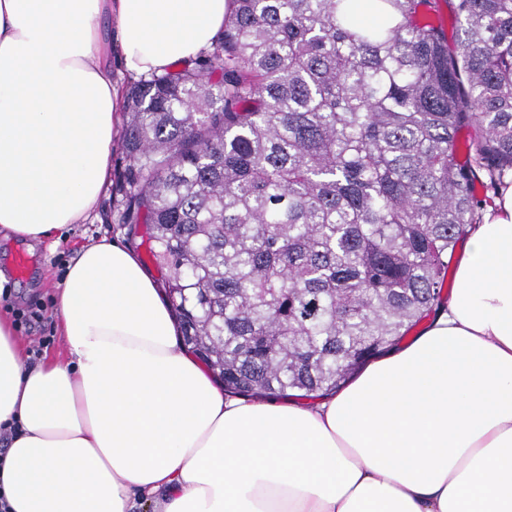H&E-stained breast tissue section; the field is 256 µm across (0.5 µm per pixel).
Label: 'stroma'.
Here are the masks:
<instances>
[{
	"mask_svg": "<svg viewBox=\"0 0 512 512\" xmlns=\"http://www.w3.org/2000/svg\"><path fill=\"white\" fill-rule=\"evenodd\" d=\"M124 238L125 231L114 224L109 197H102L97 215L88 224H71L54 233L45 241H18L0 235V270L9 279V299L0 300V312L15 315L20 309H38L40 321L29 327H17V337L26 345H36L39 339H47V353L64 351L55 317L54 296L63 280L67 265L75 257L78 248L101 238ZM25 255L27 270L18 274L15 259Z\"/></svg>",
	"mask_w": 512,
	"mask_h": 512,
	"instance_id": "stroma-1",
	"label": "stroma"
}]
</instances>
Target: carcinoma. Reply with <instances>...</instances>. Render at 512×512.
Here are the masks:
<instances>
[{
	"label": "carcinoma",
	"mask_w": 512,
	"mask_h": 512,
	"mask_svg": "<svg viewBox=\"0 0 512 512\" xmlns=\"http://www.w3.org/2000/svg\"><path fill=\"white\" fill-rule=\"evenodd\" d=\"M450 6L452 48L431 0H231L132 89L112 219L226 393L333 394L441 307L476 184L512 178V0Z\"/></svg>",
	"instance_id": "carcinoma-1"
}]
</instances>
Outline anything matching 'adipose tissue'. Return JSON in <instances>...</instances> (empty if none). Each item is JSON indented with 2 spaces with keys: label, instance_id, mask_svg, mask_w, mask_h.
<instances>
[{
  "label": "adipose tissue",
  "instance_id": "adipose-tissue-1",
  "mask_svg": "<svg viewBox=\"0 0 512 512\" xmlns=\"http://www.w3.org/2000/svg\"><path fill=\"white\" fill-rule=\"evenodd\" d=\"M228 0H0V232L88 221L123 92L209 51ZM451 297L410 342L311 403L225 393L117 240L83 247L31 365L0 315L9 512H512V185L465 240Z\"/></svg>",
  "mask_w": 512,
  "mask_h": 512
}]
</instances>
